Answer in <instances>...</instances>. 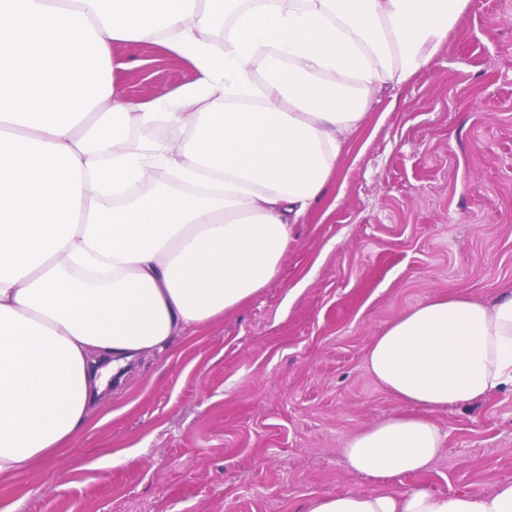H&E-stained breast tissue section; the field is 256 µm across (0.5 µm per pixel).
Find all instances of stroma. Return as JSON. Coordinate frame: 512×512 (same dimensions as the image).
<instances>
[{"label": "stroma", "mask_w": 512, "mask_h": 512, "mask_svg": "<svg viewBox=\"0 0 512 512\" xmlns=\"http://www.w3.org/2000/svg\"><path fill=\"white\" fill-rule=\"evenodd\" d=\"M116 95L197 78L151 42L112 46ZM512 289V0H470L429 64L372 93L277 277L134 360L56 456L0 478V512H305L360 493L355 432L401 410L366 366L375 336L431 298ZM426 472L384 482L481 495L512 479V390L433 414Z\"/></svg>", "instance_id": "35a3bbf8"}]
</instances>
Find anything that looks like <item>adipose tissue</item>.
Segmentation results:
<instances>
[{
  "instance_id": "adipose-tissue-1",
  "label": "adipose tissue",
  "mask_w": 512,
  "mask_h": 512,
  "mask_svg": "<svg viewBox=\"0 0 512 512\" xmlns=\"http://www.w3.org/2000/svg\"><path fill=\"white\" fill-rule=\"evenodd\" d=\"M468 2L0 0V476L68 445L96 358L126 368L277 275L370 91L425 67ZM132 41L188 57L196 81L115 96L111 46ZM366 364L405 409L349 437L347 470L430 469L433 413L512 389V290L413 307ZM306 512H512V480L325 494Z\"/></svg>"
}]
</instances>
